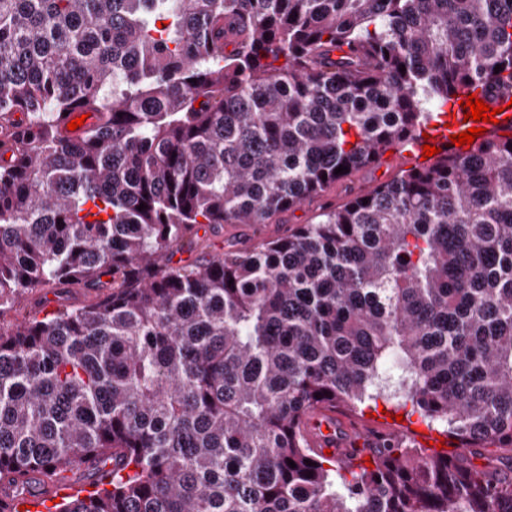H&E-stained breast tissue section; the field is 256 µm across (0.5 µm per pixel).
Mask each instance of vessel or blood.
<instances>
[{
    "mask_svg": "<svg viewBox=\"0 0 512 512\" xmlns=\"http://www.w3.org/2000/svg\"><path fill=\"white\" fill-rule=\"evenodd\" d=\"M484 103L498 111L497 123L487 126L488 135L502 133L512 134V95L495 93L484 96ZM469 125L463 113L451 112L443 115L441 124L428 129L432 144L436 147L446 146L450 135L468 131ZM311 430L312 446L331 450L337 458L345 459L355 450L363 447L370 434L360 420L340 408H322L315 411L308 419Z\"/></svg>",
    "mask_w": 512,
    "mask_h": 512,
    "instance_id": "vessel-or-blood-1",
    "label": "vessel or blood"
}]
</instances>
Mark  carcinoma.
I'll return each mask as SVG.
<instances>
[{"mask_svg": "<svg viewBox=\"0 0 512 512\" xmlns=\"http://www.w3.org/2000/svg\"><path fill=\"white\" fill-rule=\"evenodd\" d=\"M466 87L512 92V0H0V317L95 292L0 326V492L110 463L56 512H512V476L457 453L512 447V136L172 262ZM380 400L455 450L325 467L307 413ZM42 295L43 293L39 291L30 294L23 301L21 308L17 312L12 311L8 313L6 316H4V318H2V323L4 327L6 328L8 325L14 323L15 319L21 320L22 316L32 315L34 314V311L40 312L44 308V306L46 307V310L55 309L59 306V304L62 301L61 300L60 302H58V298L54 294H48L47 297L49 299L46 300L40 297ZM42 315V312H40L39 316L41 317Z\"/></svg>", "mask_w": 512, "mask_h": 512, "instance_id": "1", "label": "carcinoma"}]
</instances>
